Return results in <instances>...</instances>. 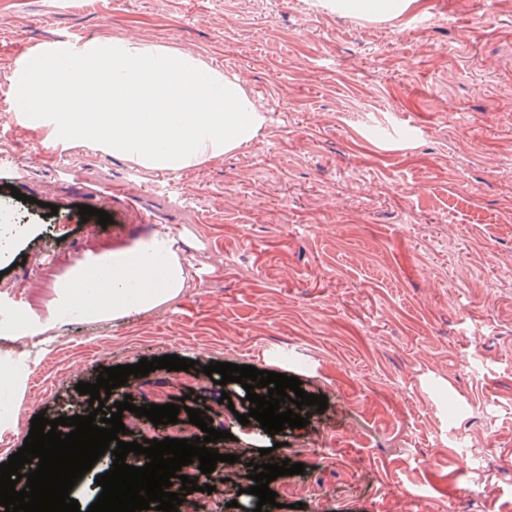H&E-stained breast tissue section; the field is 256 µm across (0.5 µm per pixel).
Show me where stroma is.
<instances>
[{
	"instance_id": "35a3bbf8",
	"label": "stroma",
	"mask_w": 512,
	"mask_h": 512,
	"mask_svg": "<svg viewBox=\"0 0 512 512\" xmlns=\"http://www.w3.org/2000/svg\"><path fill=\"white\" fill-rule=\"evenodd\" d=\"M19 0L0 11V302L29 306L36 260L76 262L150 226L179 244L187 286L162 311L29 337L43 390L20 381L24 420L87 404L103 368L178 355L186 371L134 381V405L186 403L239 446L304 473L270 482L290 512H512V0ZM134 35L246 78L258 135L173 173L44 144L12 105L24 53L62 36ZM58 212L45 216L44 204ZM105 208L112 222L82 221ZM297 377L326 395L306 427L257 436L247 393L209 362ZM229 403H221L222 395Z\"/></svg>"
}]
</instances>
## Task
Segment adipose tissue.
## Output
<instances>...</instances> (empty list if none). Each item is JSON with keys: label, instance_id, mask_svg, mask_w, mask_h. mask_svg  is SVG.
Here are the masks:
<instances>
[{"label": "adipose tissue", "instance_id": "obj_1", "mask_svg": "<svg viewBox=\"0 0 512 512\" xmlns=\"http://www.w3.org/2000/svg\"><path fill=\"white\" fill-rule=\"evenodd\" d=\"M20 119L45 143L83 145L148 169L181 172L255 137L262 107L237 75L172 47L129 36L90 40L64 56L42 51ZM175 237L76 262L57 285L48 323L158 310L184 288Z\"/></svg>", "mask_w": 512, "mask_h": 512}]
</instances>
